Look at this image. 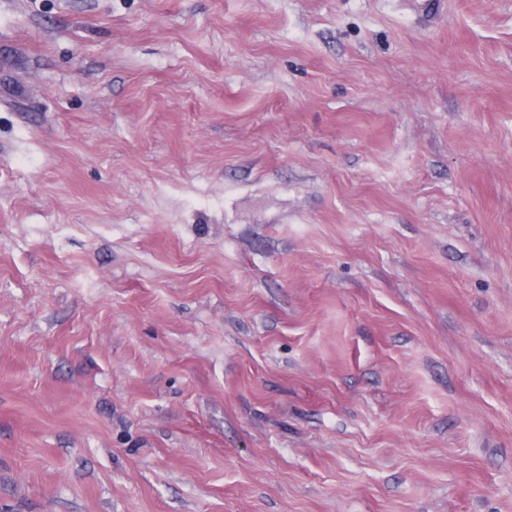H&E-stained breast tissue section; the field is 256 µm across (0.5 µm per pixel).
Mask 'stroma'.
<instances>
[{
  "instance_id": "obj_1",
  "label": "stroma",
  "mask_w": 512,
  "mask_h": 512,
  "mask_svg": "<svg viewBox=\"0 0 512 512\" xmlns=\"http://www.w3.org/2000/svg\"><path fill=\"white\" fill-rule=\"evenodd\" d=\"M0 512H512V0H0Z\"/></svg>"
}]
</instances>
